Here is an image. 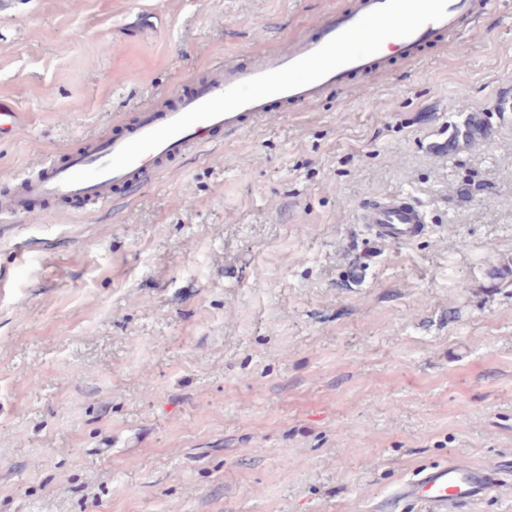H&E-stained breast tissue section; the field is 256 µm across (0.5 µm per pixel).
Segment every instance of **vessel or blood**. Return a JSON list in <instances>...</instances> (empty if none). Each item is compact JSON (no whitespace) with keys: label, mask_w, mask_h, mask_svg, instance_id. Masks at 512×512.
Instances as JSON below:
<instances>
[{"label":"vessel or blood","mask_w":512,"mask_h":512,"mask_svg":"<svg viewBox=\"0 0 512 512\" xmlns=\"http://www.w3.org/2000/svg\"><path fill=\"white\" fill-rule=\"evenodd\" d=\"M474 16V0H357L336 7L317 20L316 37H292L249 65L216 63L161 104L120 116L118 132L62 156L49 154L18 173L0 194V220L32 216L51 204H104L113 190L149 183L191 154L315 105L352 76H377L388 49L409 60L436 35H462ZM359 221L400 244L419 233L427 215L406 197L392 196L363 209ZM496 482L493 470L452 460L420 470L398 486L394 498L440 510L481 499Z\"/></svg>","instance_id":"b4317fda"}]
</instances>
